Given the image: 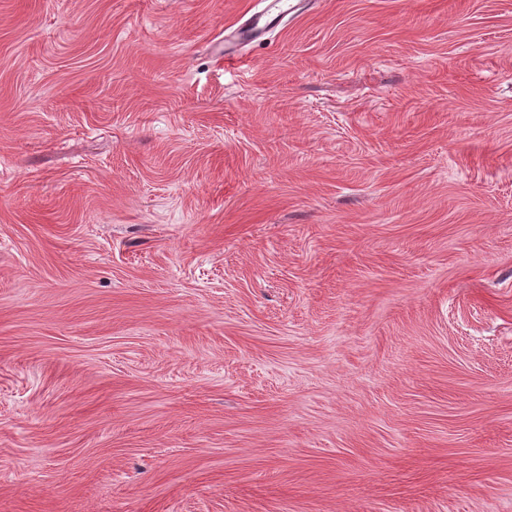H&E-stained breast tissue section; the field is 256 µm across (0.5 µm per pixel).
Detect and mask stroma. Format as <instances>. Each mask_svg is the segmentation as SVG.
I'll return each instance as SVG.
<instances>
[{
	"label": "stroma",
	"mask_w": 512,
	"mask_h": 512,
	"mask_svg": "<svg viewBox=\"0 0 512 512\" xmlns=\"http://www.w3.org/2000/svg\"><path fill=\"white\" fill-rule=\"evenodd\" d=\"M0 0V512H512V0ZM308 3L305 0H264L261 13L251 15L224 38V61L237 59L240 49L272 31L284 17Z\"/></svg>",
	"instance_id": "1"
}]
</instances>
